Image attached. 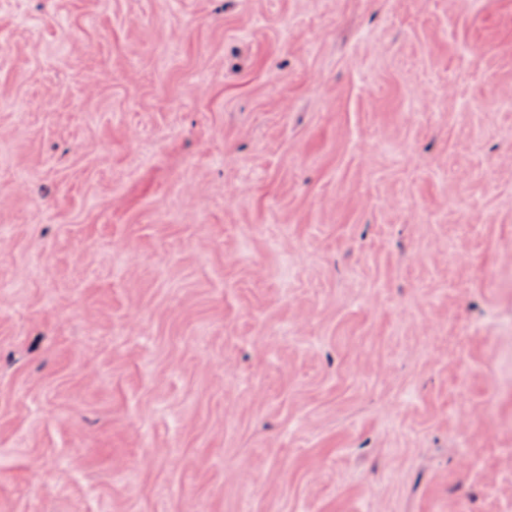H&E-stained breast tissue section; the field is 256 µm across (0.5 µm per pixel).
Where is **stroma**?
I'll use <instances>...</instances> for the list:
<instances>
[{"instance_id": "stroma-1", "label": "stroma", "mask_w": 512, "mask_h": 512, "mask_svg": "<svg viewBox=\"0 0 512 512\" xmlns=\"http://www.w3.org/2000/svg\"><path fill=\"white\" fill-rule=\"evenodd\" d=\"M0 512H512V0H0Z\"/></svg>"}]
</instances>
